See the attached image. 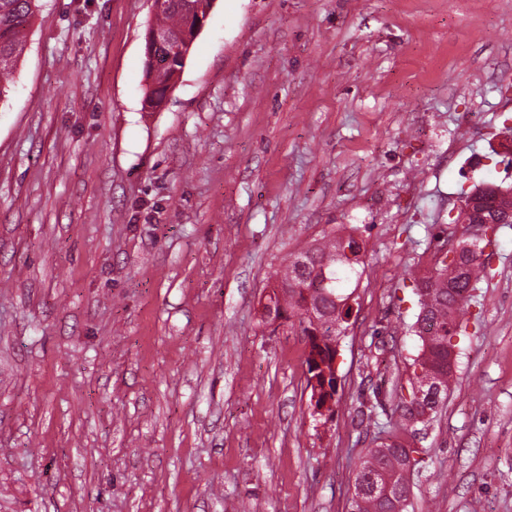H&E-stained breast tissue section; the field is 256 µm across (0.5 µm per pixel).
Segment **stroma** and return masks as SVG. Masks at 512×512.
Returning <instances> with one entry per match:
<instances>
[{"instance_id": "stroma-1", "label": "stroma", "mask_w": 512, "mask_h": 512, "mask_svg": "<svg viewBox=\"0 0 512 512\" xmlns=\"http://www.w3.org/2000/svg\"><path fill=\"white\" fill-rule=\"evenodd\" d=\"M154 22L40 0L0 103V512H349L392 441L409 512H512V224L447 400L409 423L393 394L410 279L473 238L464 194L512 189V0H213L147 112ZM341 227L365 272L324 418L306 336L261 312Z\"/></svg>"}]
</instances>
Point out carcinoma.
Listing matches in <instances>:
<instances>
[{
    "mask_svg": "<svg viewBox=\"0 0 512 512\" xmlns=\"http://www.w3.org/2000/svg\"><path fill=\"white\" fill-rule=\"evenodd\" d=\"M39 0H0V102L12 92V72L25 43V31ZM212 0H173L156 14L157 26L166 29L172 39L161 50L160 67L145 69L146 78L163 85L184 66L179 53L173 52L188 18L211 6ZM487 207L498 212L503 223L512 222L507 209L512 193L491 194ZM455 263L439 262L432 273L415 281L419 313L415 322L420 350L413 360V386H426L420 415L434 412L447 397L453 380L448 364L449 346L463 332L472 293L483 280L485 261L471 244L461 241ZM364 269L362 245L352 234L329 233L321 241L291 258L277 272V286L263 305L265 320L281 318L296 321L309 341L305 360L310 378L316 379L311 391L319 393L317 403L329 396L325 385L332 384V354L339 336L347 328L340 321L351 295L343 293L347 283L361 279ZM407 448L383 443L369 450L361 464L351 499V512H407L411 496Z\"/></svg>",
    "mask_w": 512,
    "mask_h": 512,
    "instance_id": "carcinoma-1",
    "label": "carcinoma"
}]
</instances>
